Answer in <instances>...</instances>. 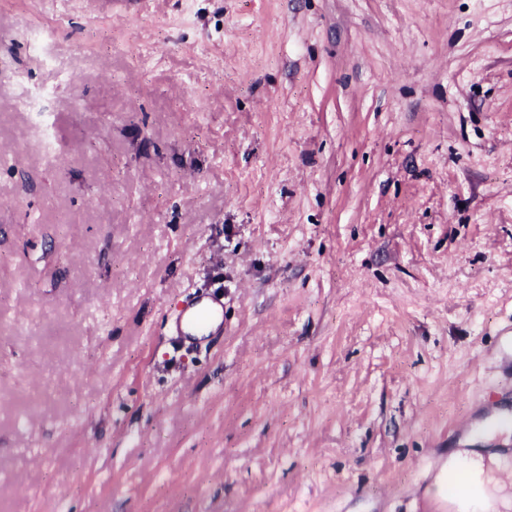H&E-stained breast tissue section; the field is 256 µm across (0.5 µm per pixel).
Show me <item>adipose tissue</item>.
Returning a JSON list of instances; mask_svg holds the SVG:
<instances>
[{"label":"adipose tissue","mask_w":512,"mask_h":512,"mask_svg":"<svg viewBox=\"0 0 512 512\" xmlns=\"http://www.w3.org/2000/svg\"><path fill=\"white\" fill-rule=\"evenodd\" d=\"M483 435L470 436L467 449L453 452L434 481L437 494L445 495L457 512H487L489 507L483 457L478 450Z\"/></svg>","instance_id":"1"}]
</instances>
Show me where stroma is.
<instances>
[{"label": "stroma", "mask_w": 512, "mask_h": 512, "mask_svg": "<svg viewBox=\"0 0 512 512\" xmlns=\"http://www.w3.org/2000/svg\"><path fill=\"white\" fill-rule=\"evenodd\" d=\"M137 2L0 0V512H454L512 407V0ZM185 321L186 329L194 331L207 326L218 316H223V303L218 296H209ZM469 448L452 452L448 464L436 475L434 488L437 494L459 512H485L489 508L483 456L479 450Z\"/></svg>", "instance_id": "35a3bbf8"}]
</instances>
